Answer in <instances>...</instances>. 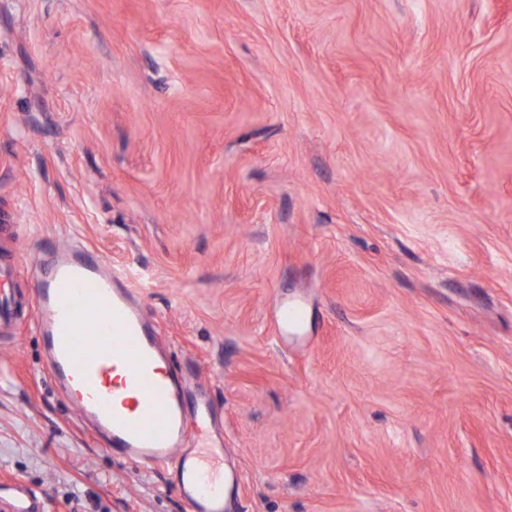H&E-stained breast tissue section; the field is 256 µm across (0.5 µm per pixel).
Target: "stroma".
I'll return each mask as SVG.
<instances>
[{"label": "stroma", "instance_id": "1", "mask_svg": "<svg viewBox=\"0 0 512 512\" xmlns=\"http://www.w3.org/2000/svg\"><path fill=\"white\" fill-rule=\"evenodd\" d=\"M72 245L211 400L229 512H512L505 0H0V512H185L51 376Z\"/></svg>", "mask_w": 512, "mask_h": 512}]
</instances>
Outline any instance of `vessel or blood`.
<instances>
[{
  "mask_svg": "<svg viewBox=\"0 0 512 512\" xmlns=\"http://www.w3.org/2000/svg\"><path fill=\"white\" fill-rule=\"evenodd\" d=\"M35 297L52 375L80 417L141 466L177 464L186 512H224L210 467L224 456L211 440V408L201 403L188 431L186 381L171 370L158 376L155 366L168 356L119 278L99 257L64 252L37 280ZM112 365L124 369L117 387L107 379Z\"/></svg>",
  "mask_w": 512,
  "mask_h": 512,
  "instance_id": "obj_1",
  "label": "vessel or blood"
}]
</instances>
